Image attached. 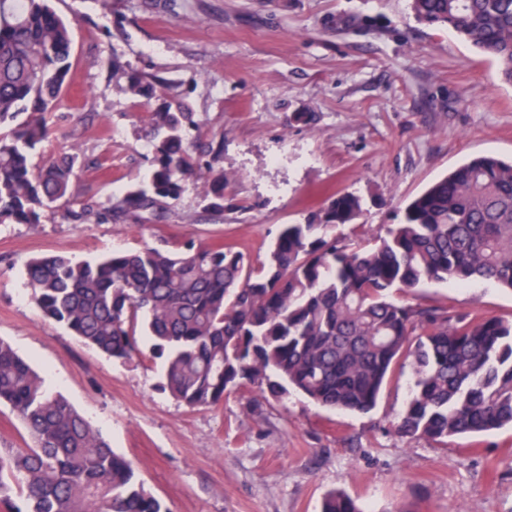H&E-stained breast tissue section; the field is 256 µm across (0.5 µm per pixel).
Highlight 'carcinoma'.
I'll list each match as a JSON object with an SVG mask.
<instances>
[{"label":"carcinoma","instance_id":"obj_1","mask_svg":"<svg viewBox=\"0 0 512 512\" xmlns=\"http://www.w3.org/2000/svg\"><path fill=\"white\" fill-rule=\"evenodd\" d=\"M411 8L493 59L512 86V0H411ZM72 57L71 24L50 0H0V224H38L55 204L75 223L93 213L115 224L164 218L198 167L188 137L198 124L171 81L112 61L126 93L147 107V184L94 206L76 191L77 145L32 162ZM205 184L210 207L224 210V171L209 170ZM362 211L358 196L336 195L284 227L258 270L242 251L187 242L94 262L36 256L26 286L45 318L115 359L138 352L142 324L151 355L166 359L164 389L191 409L217 406L234 389L277 397L289 385L322 407L367 413L410 358L415 379L399 434L441 442L512 427V321L390 296L433 280L512 290V160L473 158L409 202L374 244L341 243L333 230ZM0 403L31 441L0 453L8 512H164L131 462L2 340ZM321 512L361 510L333 492Z\"/></svg>","mask_w":512,"mask_h":512}]
</instances>
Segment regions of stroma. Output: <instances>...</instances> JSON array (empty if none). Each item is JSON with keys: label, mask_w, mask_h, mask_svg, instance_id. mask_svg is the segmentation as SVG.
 <instances>
[{"label": "stroma", "mask_w": 512, "mask_h": 512, "mask_svg": "<svg viewBox=\"0 0 512 512\" xmlns=\"http://www.w3.org/2000/svg\"><path fill=\"white\" fill-rule=\"evenodd\" d=\"M72 24L66 105L42 154L76 143L79 191L97 202L146 182L142 109L112 60L178 85L199 123L200 164L224 172V209L188 180L165 221L132 228L59 207L37 224H0V339L41 374L168 512H321L348 495L363 512H512V429L442 442L395 422L414 380L397 366L365 414L296 391L227 394L191 409L162 388L164 362L115 360L47 322L30 299L35 255L92 261L185 242L263 260L281 229L349 192L364 211L339 227L357 244L400 223L405 205L478 156L512 158V86L454 31L419 22L411 0H52ZM298 112L314 120H295ZM107 158L108 173L94 162ZM396 301L512 320V291L428 281Z\"/></svg>", "instance_id": "35a3bbf8"}]
</instances>
